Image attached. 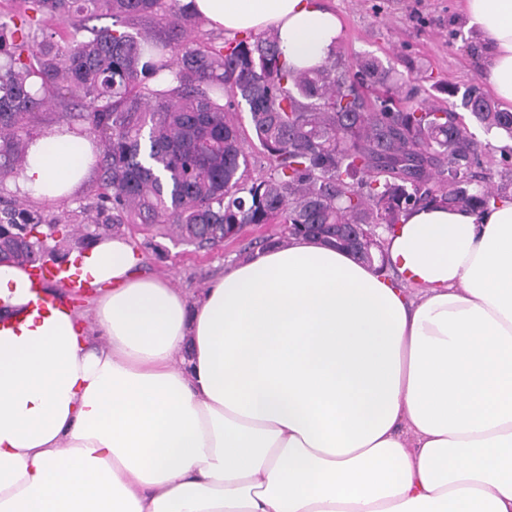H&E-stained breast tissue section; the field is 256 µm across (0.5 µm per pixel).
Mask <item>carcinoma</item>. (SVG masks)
I'll return each instance as SVG.
<instances>
[{"label":"carcinoma","instance_id":"carcinoma-1","mask_svg":"<svg viewBox=\"0 0 512 512\" xmlns=\"http://www.w3.org/2000/svg\"><path fill=\"white\" fill-rule=\"evenodd\" d=\"M101 16L112 26H88ZM182 0H23L0 21V185L23 171L33 127L57 99L61 117L96 139L100 192L76 232L124 224L216 247L246 225L336 238L371 263L419 206L481 212L512 200V164L479 150L477 133L512 141V112L475 87L465 112L403 96L408 81L378 61L331 55L288 66L278 33L203 38ZM246 106L260 157L234 116ZM22 201L0 206V258L16 266L42 245L26 235L58 224ZM367 232L361 240L353 226Z\"/></svg>","mask_w":512,"mask_h":512}]
</instances>
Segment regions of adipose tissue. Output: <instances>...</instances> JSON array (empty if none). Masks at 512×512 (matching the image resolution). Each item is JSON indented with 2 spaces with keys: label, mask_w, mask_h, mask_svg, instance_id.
<instances>
[{
  "label": "adipose tissue",
  "mask_w": 512,
  "mask_h": 512,
  "mask_svg": "<svg viewBox=\"0 0 512 512\" xmlns=\"http://www.w3.org/2000/svg\"><path fill=\"white\" fill-rule=\"evenodd\" d=\"M187 2L230 37L277 29L300 70L342 34L322 0ZM461 10L512 106V0ZM96 163L56 126L18 187L66 199ZM386 250L397 278L296 237L191 301L105 238L81 266L96 345L0 266V512H512V201L416 209Z\"/></svg>",
  "instance_id": "1"
}]
</instances>
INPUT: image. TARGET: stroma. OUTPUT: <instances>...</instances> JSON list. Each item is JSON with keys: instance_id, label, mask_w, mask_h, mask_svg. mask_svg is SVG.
I'll return each mask as SVG.
<instances>
[{"instance_id": "1", "label": "stroma", "mask_w": 512, "mask_h": 512, "mask_svg": "<svg viewBox=\"0 0 512 512\" xmlns=\"http://www.w3.org/2000/svg\"><path fill=\"white\" fill-rule=\"evenodd\" d=\"M343 22L342 62L376 59L416 80L420 96L444 106L453 89L478 86L489 93L487 52L478 33L466 29L458 0H328ZM276 224L247 226L223 246L201 249L172 234L139 232L129 239L142 260L139 270L168 280L195 299L223 269L243 261L258 239L278 238Z\"/></svg>"}]
</instances>
